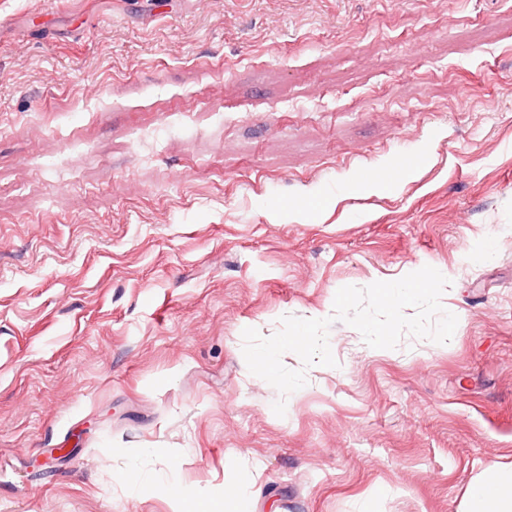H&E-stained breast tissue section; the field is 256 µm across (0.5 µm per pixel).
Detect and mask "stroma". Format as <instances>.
I'll return each instance as SVG.
<instances>
[{"mask_svg":"<svg viewBox=\"0 0 512 512\" xmlns=\"http://www.w3.org/2000/svg\"><path fill=\"white\" fill-rule=\"evenodd\" d=\"M426 265L448 345L250 373ZM504 466L512 0H0V512H461Z\"/></svg>","mask_w":512,"mask_h":512,"instance_id":"obj_1","label":"stroma"}]
</instances>
